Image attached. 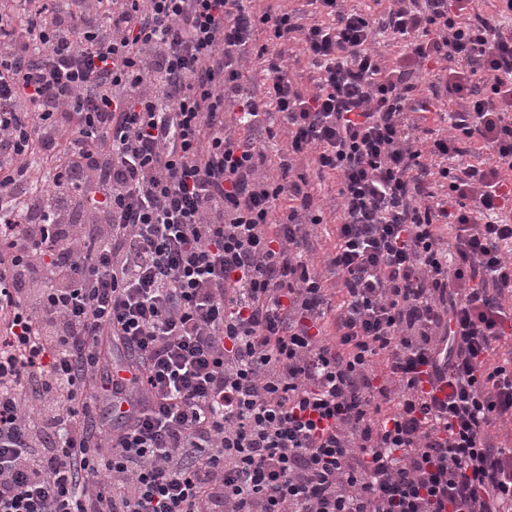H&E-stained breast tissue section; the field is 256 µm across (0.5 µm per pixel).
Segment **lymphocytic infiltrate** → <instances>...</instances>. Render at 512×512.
Wrapping results in <instances>:
<instances>
[{"label": "lymphocytic infiltrate", "instance_id": "1", "mask_svg": "<svg viewBox=\"0 0 512 512\" xmlns=\"http://www.w3.org/2000/svg\"><path fill=\"white\" fill-rule=\"evenodd\" d=\"M387 2L0 0V512H512V0ZM309 65L297 44L288 46V72L289 76L302 84L304 89L310 90ZM310 182V191L314 197L316 208H322L324 224L309 240L308 252L310 257L318 264L323 263L324 256L334 245L336 239V224L340 214L341 199L338 195V185L333 177L318 178L315 171L305 167Z\"/></svg>", "mask_w": 512, "mask_h": 512}]
</instances>
